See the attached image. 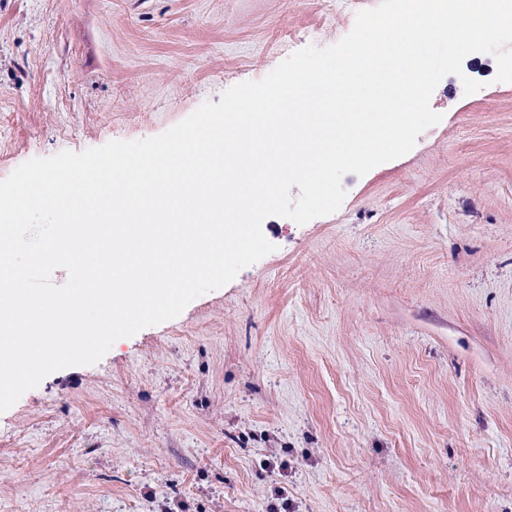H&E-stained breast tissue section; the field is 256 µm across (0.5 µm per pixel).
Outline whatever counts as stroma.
<instances>
[{"instance_id":"obj_1","label":"stroma","mask_w":512,"mask_h":512,"mask_svg":"<svg viewBox=\"0 0 512 512\" xmlns=\"http://www.w3.org/2000/svg\"><path fill=\"white\" fill-rule=\"evenodd\" d=\"M336 0H0V180L159 135L353 28ZM275 251L0 413V512H512V82ZM481 87L465 93L462 80ZM281 463L273 472L270 462Z\"/></svg>"}]
</instances>
